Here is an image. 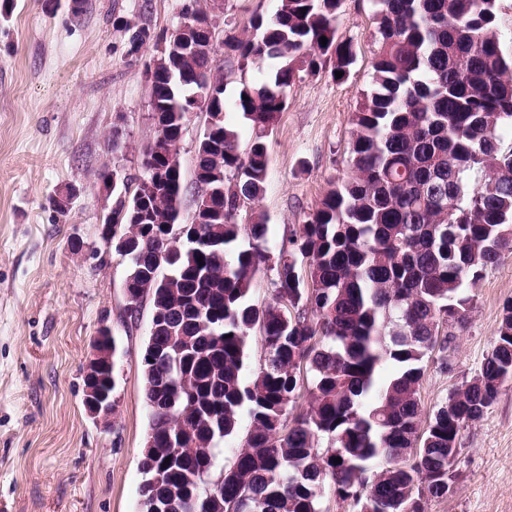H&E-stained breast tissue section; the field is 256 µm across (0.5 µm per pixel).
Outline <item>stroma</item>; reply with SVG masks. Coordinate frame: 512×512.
<instances>
[{
	"instance_id": "35a3bbf8",
	"label": "stroma",
	"mask_w": 512,
	"mask_h": 512,
	"mask_svg": "<svg viewBox=\"0 0 512 512\" xmlns=\"http://www.w3.org/2000/svg\"><path fill=\"white\" fill-rule=\"evenodd\" d=\"M185 0H14L0 17V512H139V468L150 409L141 354L151 308L126 319V258L103 238L112 200L96 179L120 167L138 175L155 137L146 69L153 47L130 54L126 24L156 32L179 25ZM280 0H224L219 34L247 36L255 15ZM339 40L356 55L348 79L300 73L267 147L262 196L239 217L271 218L269 252L304 223L349 170L352 114L372 86L378 51L373 0H341ZM226 121L248 142L251 123L233 110L242 85L267 82L274 62L241 67L222 55ZM77 196L67 214L50 197ZM469 323L424 363L422 413L480 368L512 302V256L471 290ZM116 341L111 425L84 409L83 370L101 324ZM458 477L427 512H512V383L460 439Z\"/></svg>"
}]
</instances>
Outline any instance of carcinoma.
I'll return each mask as SVG.
<instances>
[{"label": "carcinoma", "instance_id": "obj_1", "mask_svg": "<svg viewBox=\"0 0 512 512\" xmlns=\"http://www.w3.org/2000/svg\"><path fill=\"white\" fill-rule=\"evenodd\" d=\"M340 4L281 0L271 19L253 17L250 36L225 35L224 51L241 64L279 66L272 84L239 91L253 127L246 149L223 118L211 144L199 145L194 203L222 217L200 225L209 247L174 250L169 278L145 272L183 225L188 101L207 84L209 111L224 113V76L217 51L148 71L166 186L142 171L141 208L114 209L109 220L136 244L126 255V314L136 318L147 299L162 324L141 361L144 512H322L328 481L352 512L373 493L376 512H426L448 496L458 461L450 447L495 402L494 382H512L511 304L479 371L422 424L423 362L447 347L443 326L464 327L456 312L472 309L466 288L512 255V150L498 136L512 125V56L500 49L496 0H375L379 49L373 87L351 120L350 174L275 255L267 214L238 223L235 210L264 191L266 138L298 73L328 62L350 73L352 44L336 36ZM479 171L484 181L471 183ZM263 265L274 271L273 302L259 307L250 292ZM256 328L264 362L246 381ZM302 372L309 405L290 424ZM244 413L249 428L214 496L203 475ZM412 441L417 452L406 458Z\"/></svg>", "mask_w": 512, "mask_h": 512}]
</instances>
